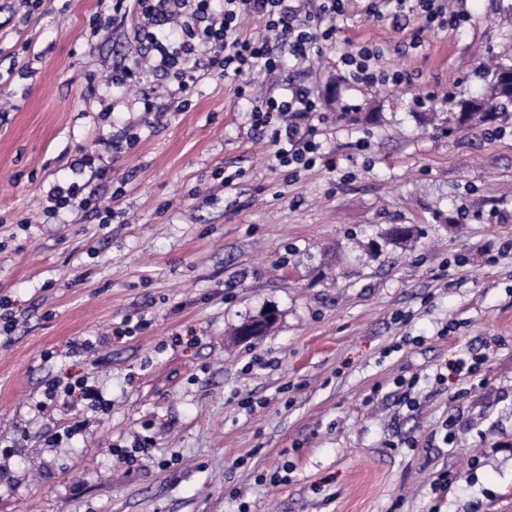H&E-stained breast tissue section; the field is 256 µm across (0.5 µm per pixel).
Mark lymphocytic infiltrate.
Wrapping results in <instances>:
<instances>
[{
	"label": "lymphocytic infiltrate",
	"mask_w": 512,
	"mask_h": 512,
	"mask_svg": "<svg viewBox=\"0 0 512 512\" xmlns=\"http://www.w3.org/2000/svg\"><path fill=\"white\" fill-rule=\"evenodd\" d=\"M368 11L377 17L386 11L409 13L424 28L436 31L465 20L464 15L449 12L446 0H370ZM113 12L136 16L137 34L154 68L172 75L182 93L195 83L201 68L220 75L254 69L272 75L282 70L286 58L304 62L319 55L335 31L336 17L344 13V0H115ZM249 16L264 20L266 36L248 32ZM381 57L379 48L367 46L341 55L342 78L362 86L402 84V74L381 68ZM318 111L310 88L291 83L280 95L251 107V128L272 146L278 165L308 167L318 150V127L312 122ZM44 396L38 409L62 397L94 411L109 408L85 375L53 382Z\"/></svg>",
	"instance_id": "obj_1"
}]
</instances>
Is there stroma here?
<instances>
[{
    "label": "stroma",
    "instance_id": "stroma-1",
    "mask_svg": "<svg viewBox=\"0 0 512 512\" xmlns=\"http://www.w3.org/2000/svg\"><path fill=\"white\" fill-rule=\"evenodd\" d=\"M112 5L0 0V512H512V123L430 118L482 92L484 53L512 56V0H454L469 20L438 32L351 0L314 62L185 95L147 73L149 111L110 82L140 54L133 22L91 26ZM364 43L408 83L343 82ZM291 81L326 117L294 175L248 114ZM72 181L110 223L41 215ZM395 224L411 242H387ZM128 316L148 328L114 336ZM79 337L97 350L68 355ZM70 373L108 416L35 409Z\"/></svg>",
    "mask_w": 512,
    "mask_h": 512
}]
</instances>
